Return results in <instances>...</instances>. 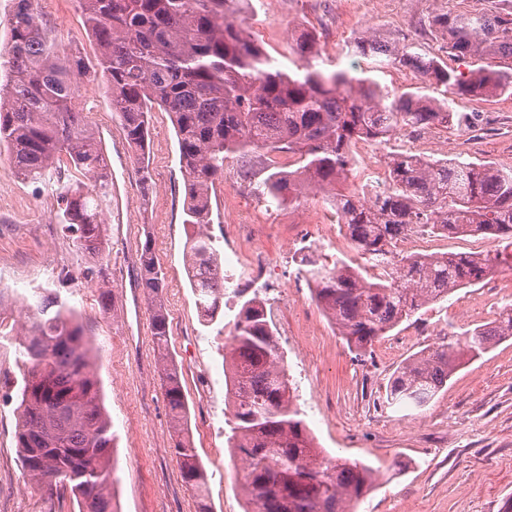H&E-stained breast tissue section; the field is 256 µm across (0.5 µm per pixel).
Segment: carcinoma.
Returning a JSON list of instances; mask_svg holds the SVG:
<instances>
[{"label": "carcinoma", "mask_w": 512, "mask_h": 512, "mask_svg": "<svg viewBox=\"0 0 512 512\" xmlns=\"http://www.w3.org/2000/svg\"><path fill=\"white\" fill-rule=\"evenodd\" d=\"M84 23L99 46L96 63L68 53L51 35L32 0H13L9 39L0 45V145L9 149L16 174L29 180L63 164L75 186L59 199V223L79 246L105 251L104 209L112 191L108 160L76 95L80 82L101 81L112 98V119L138 154L136 174L148 182L145 162L151 112L172 117L184 170L185 223H211V195L224 176V158L259 149H283L294 170L266 181L271 205L294 204L310 194L340 216L353 248L371 261L414 232L481 235L512 245V165L456 159H390L386 188L367 198L350 188L352 147L380 144L404 129L459 121L451 103L512 96V6L501 10L457 9L423 25L440 33L445 53L479 67L464 77L418 52L412 40L368 32L355 43L372 60L356 77L320 63L316 35L298 37L305 63L284 69L242 28L244 0H78ZM417 74L414 90H382L368 72L388 66ZM215 240L205 234L187 243L188 277L199 308L214 321L224 304V266L215 264ZM509 259L498 249L479 253L409 256L391 276L361 267L301 257L314 284L313 298L334 321L348 347L364 356L374 343L442 299L492 275ZM140 276L152 312V334L163 371L175 456L197 512H212L208 474L190 437V406L179 370L168 351L164 276L151 239L139 254ZM16 335L21 368L16 442L21 466L34 483L54 485L79 512H115L112 495V422L101 400L83 327L73 309L42 302ZM512 337V307L491 322L451 333L397 371L386 394L390 407L421 409L467 358ZM231 412L229 448L243 464L245 512H350L377 469L324 459L294 403L283 353L263 303L250 298L236 314L224 345Z\"/></svg>", "instance_id": "obj_1"}]
</instances>
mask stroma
<instances>
[{
    "instance_id": "35a3bbf8",
    "label": "stroma",
    "mask_w": 512,
    "mask_h": 512,
    "mask_svg": "<svg viewBox=\"0 0 512 512\" xmlns=\"http://www.w3.org/2000/svg\"><path fill=\"white\" fill-rule=\"evenodd\" d=\"M493 8V0H250L249 34L281 65H288L303 30L318 36L320 55L333 69H366L352 45L365 31L409 39L431 57L440 43L420 30L421 17L458 9ZM53 37L86 60L99 49L88 35L75 0H42ZM462 123L434 129L435 158L512 163V99L457 98ZM86 110L108 158L111 202L105 211L109 240L102 258L90 257L57 219V197L67 186L59 170L27 181L0 154V266L24 279L15 307L54 298L74 307L90 343L103 404L115 435L112 450L117 512H196L174 456L175 436L160 379L151 313L141 285L139 254L151 241L164 272L169 352L191 409V436L210 476L214 512H245L239 485L242 469L226 438L213 435L228 402L224 361L208 342L231 330L235 315L220 312L203 327L185 265L192 232L184 222V177L168 113L152 115L148 162L150 186L135 174L136 156L118 123L103 85L92 84ZM269 154L235 155L224 162V178L212 195L209 234L233 236L227 197L260 202ZM329 205L311 195L270 216L273 228L259 246L276 264L281 284L294 300L282 308L277 326L288 376L302 417L327 458L377 467L373 490L356 512H503L512 500V338L463 364L422 410L387 408L383 402L394 372L424 348L441 344L434 328L461 332L492 321L512 305V268L445 300L424 306L376 342L370 354L350 351L334 322L314 301L299 256L306 238H318ZM102 277H94V270ZM111 301H104L102 287ZM490 304L468 310L469 298ZM17 400H0V512H78L72 503L48 497L31 483L18 459Z\"/></svg>"
}]
</instances>
